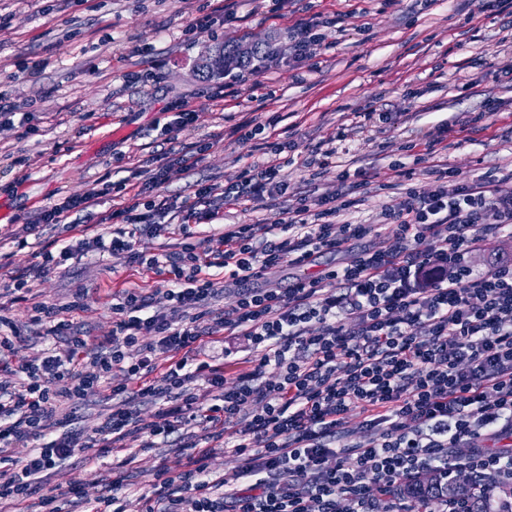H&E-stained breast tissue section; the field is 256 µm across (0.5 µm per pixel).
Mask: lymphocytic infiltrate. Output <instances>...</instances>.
<instances>
[{
	"mask_svg": "<svg viewBox=\"0 0 512 512\" xmlns=\"http://www.w3.org/2000/svg\"><path fill=\"white\" fill-rule=\"evenodd\" d=\"M441 143L427 137L421 156L434 188L401 189L378 224L339 223L369 180L362 168H341L334 146L307 164L338 168L339 190L301 196L271 224H232L150 257L136 250L141 236L183 237L189 224L213 223L215 197L239 205L282 193L274 142L238 183L193 184L175 209L154 190L171 165L194 167L203 141L155 155L144 182L105 175L85 195L35 210L31 227L73 231L78 214L123 199L112 213L120 228L42 246L33 265L8 272L1 294L26 299L47 271L95 251L152 266L167 304L122 289L111 336L92 339L64 317L84 308L88 289L62 306L32 303L31 324L61 344L0 367V503L64 512L82 489L46 492L50 471L78 455L108 458L133 436L142 450L184 454L180 468L156 469L142 512H421L400 487L460 469L497 499V512H512L500 495L512 486V262L480 272L469 261L490 235L512 231V198L495 175L438 160ZM371 234L376 244L345 265L307 274L318 253ZM285 263L298 270L287 287L264 285L266 271ZM229 287L235 303L213 308ZM224 334L248 337L256 354L231 384L206 352ZM271 365L278 381L265 377ZM100 392L109 412L79 427L78 409ZM145 402L157 406L149 421L138 413ZM354 411L366 437L352 443L345 420ZM482 436L500 447H475ZM217 441L237 457L233 472L211 470Z\"/></svg>",
	"mask_w": 512,
	"mask_h": 512,
	"instance_id": "f902f5d3",
	"label": "lymphocytic infiltrate"
}]
</instances>
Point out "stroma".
I'll list each match as a JSON object with an SVG mask.
<instances>
[{
    "label": "stroma",
    "instance_id": "stroma-1",
    "mask_svg": "<svg viewBox=\"0 0 512 512\" xmlns=\"http://www.w3.org/2000/svg\"><path fill=\"white\" fill-rule=\"evenodd\" d=\"M212 27L190 28L202 15ZM318 18L326 51L292 66L294 36ZM265 41L272 54L223 78L205 81L195 64L209 45ZM0 92L20 105L24 124L0 125V255L15 269L34 261L26 219L37 208L83 196L99 177L151 169L154 153L171 148L164 128L178 105L199 114L177 141L205 140L191 171L171 168L157 195L182 201L189 184L228 186L263 160L268 133L284 145L282 195L263 202L220 206L219 220L197 226L198 238L228 224H269L306 191H335L336 169L312 178L304 162L326 146L337 127H350L337 145L344 161L370 166L365 202L349 213L356 224L376 223L411 167L410 147L441 131L447 162L471 174L499 175L501 195L512 196V17L479 12L477 0H0ZM501 102L496 123L471 139L461 125L485 96ZM372 104L383 120L356 117ZM261 126L239 140L242 123ZM159 285L155 269L116 257L88 255L35 281L38 300L67 303L74 288L90 298L69 318L83 334L112 331V297L122 288ZM124 452L131 487L127 512L160 464L177 467L170 448ZM111 459L72 458L48 486L80 481L86 499L105 495Z\"/></svg>",
    "mask_w": 512,
    "mask_h": 512
}]
</instances>
